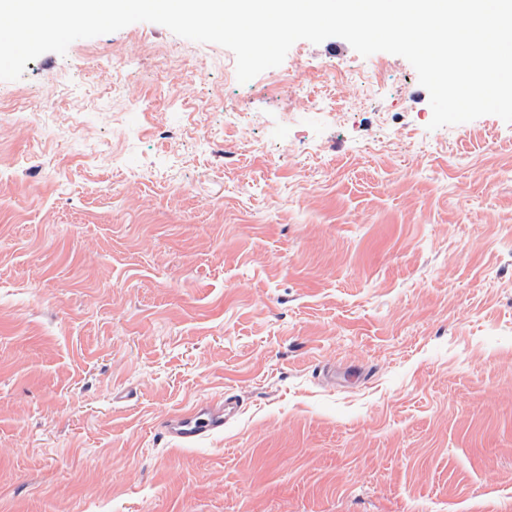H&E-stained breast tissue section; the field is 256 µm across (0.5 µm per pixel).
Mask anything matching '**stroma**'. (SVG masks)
Instances as JSON below:
<instances>
[{"mask_svg": "<svg viewBox=\"0 0 512 512\" xmlns=\"http://www.w3.org/2000/svg\"><path fill=\"white\" fill-rule=\"evenodd\" d=\"M281 68L347 109L148 22L0 81V512H512V124ZM238 413L237 401L225 395L222 405H199L189 413H173L163 420L162 426L168 435L191 444L203 436L223 430L224 425Z\"/></svg>", "mask_w": 512, "mask_h": 512, "instance_id": "obj_1", "label": "stroma"}]
</instances>
